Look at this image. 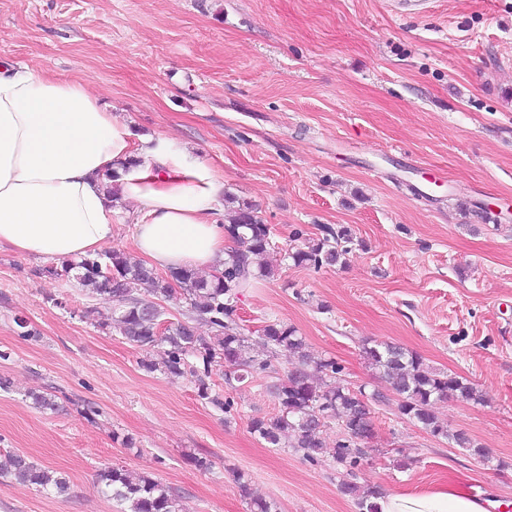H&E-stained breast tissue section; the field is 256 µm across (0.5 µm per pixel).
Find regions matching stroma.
Segmentation results:
<instances>
[{"mask_svg": "<svg viewBox=\"0 0 512 512\" xmlns=\"http://www.w3.org/2000/svg\"><path fill=\"white\" fill-rule=\"evenodd\" d=\"M0 65L90 85L138 134L174 139L223 176L227 197L257 207L276 273L241 295V331L258 350L266 323L293 327L343 384L378 393L361 484L459 483L512 502V0L410 13L395 0H0ZM325 226L350 230L345 265L286 260ZM47 263L0 251V456L61 472L70 491L0 480V512H120L99 480L116 465L154 474L182 512H249L253 497L356 512L331 460L250 430L277 414L270 388L294 357L242 383L214 369L213 392L232 403L219 410L190 377L144 370L145 351L98 328L109 305L41 277ZM374 342L478 389L480 402L435 413L488 458L399 412L362 357ZM32 391L56 394L57 410L35 408Z\"/></svg>", "mask_w": 512, "mask_h": 512, "instance_id": "35a3bbf8", "label": "stroma"}]
</instances>
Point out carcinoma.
<instances>
[{
  "instance_id": "1",
  "label": "carcinoma",
  "mask_w": 512,
  "mask_h": 512,
  "mask_svg": "<svg viewBox=\"0 0 512 512\" xmlns=\"http://www.w3.org/2000/svg\"><path fill=\"white\" fill-rule=\"evenodd\" d=\"M224 232L231 242L224 270L208 276L194 268H182L164 277L120 249L62 260L39 269V274L54 281L73 279L87 288L92 298L111 303L117 314L115 328L127 342L156 353V358L141 361L143 368L173 377L191 376L198 396L221 410L231 408V402L211 393L213 367L225 366L228 374L244 382L274 371L275 354L282 351L294 355L297 362L274 385L279 414L269 421L253 420L251 430L274 447L295 449L306 461L318 463L324 457L332 458L343 471L341 492L351 498L358 512H377L373 498L381 495L380 489L360 484L357 476L368 455L364 443L376 433L369 406L375 394L366 393L363 386L355 389L343 385L338 380L341 367L332 359L311 363L303 338L292 327L264 325L261 336L269 354L251 355L248 338L236 320L237 303L255 281L275 275V269L264 261L272 231L253 204L242 202L228 212ZM349 240L350 230L329 229L326 235L287 253V258L295 266H341L347 254L341 243ZM181 299L190 305L187 320L161 325L162 303ZM197 322L208 325L211 335H197ZM362 356L399 397L402 415L431 435L486 457L481 446L462 431H449L433 411L436 401L450 396L480 400L481 394L472 384L453 373L433 369L420 355L400 346L366 344ZM330 420L341 429L333 446L323 440V427ZM0 476L50 489L60 496L70 489L66 477L20 454H9L0 462ZM99 477L111 499L124 506V512H181L170 487L147 472L107 467Z\"/></svg>"
}]
</instances>
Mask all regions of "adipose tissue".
Instances as JSON below:
<instances>
[{
  "label": "adipose tissue",
  "instance_id": "obj_1",
  "mask_svg": "<svg viewBox=\"0 0 512 512\" xmlns=\"http://www.w3.org/2000/svg\"><path fill=\"white\" fill-rule=\"evenodd\" d=\"M170 138L137 136L85 84L0 68V248L92 255L124 205L139 256L163 270L224 267V179ZM116 171L114 182L104 178ZM115 195H108V186ZM379 512H492L459 486L386 492Z\"/></svg>",
  "mask_w": 512,
  "mask_h": 512
}]
</instances>
